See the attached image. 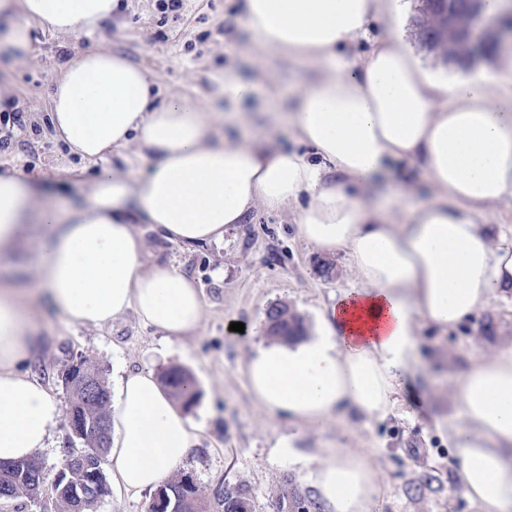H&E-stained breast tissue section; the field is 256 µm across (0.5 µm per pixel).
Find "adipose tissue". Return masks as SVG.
<instances>
[{
	"label": "adipose tissue",
	"instance_id": "1",
	"mask_svg": "<svg viewBox=\"0 0 512 512\" xmlns=\"http://www.w3.org/2000/svg\"><path fill=\"white\" fill-rule=\"evenodd\" d=\"M412 0H243L255 75L216 80L229 110L162 92L155 71L106 49L73 48L49 93L56 140L94 170L82 200L57 205L41 181L0 172V261L34 227L50 238L38 285L0 283V460L45 447L59 401L23 365L46 298L68 322L102 327L128 312L166 339L196 335L202 299L173 265L145 266L144 230L184 245L219 243L258 206H291L301 238L344 252L357 283L315 333L260 347L245 379L255 402L317 432L333 418H385L420 359V329L464 324L512 293V233L492 234L512 204V49L465 75L432 67L405 37ZM118 0H0V48L21 58L39 24L75 41L117 14ZM388 35L368 40L371 23ZM365 51H358L361 42ZM299 70L276 81L280 66ZM233 136H226L225 128ZM288 134L296 145L278 147ZM135 146L148 166L105 167ZM420 169L417 200L391 164ZM448 433L465 498L512 512V341L473 360L451 396ZM108 459L126 492L160 485L198 438L151 371L118 380ZM347 447L313 472L325 512H372V458Z\"/></svg>",
	"mask_w": 512,
	"mask_h": 512
}]
</instances>
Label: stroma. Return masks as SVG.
<instances>
[{"mask_svg":"<svg viewBox=\"0 0 512 512\" xmlns=\"http://www.w3.org/2000/svg\"><path fill=\"white\" fill-rule=\"evenodd\" d=\"M79 45L120 52L156 70L163 90L201 98L214 93L215 79L227 67L247 78L253 74L240 0H182L176 10L164 8L162 0H125L120 20L101 23ZM69 52L63 39L37 27L27 57L0 70V89L26 116L22 127L0 124V137L11 141L0 151V169L40 177L62 201L79 197L87 183L57 172L58 163L76 168L80 161L53 138L48 119L52 72ZM144 241L146 265H176L196 283L203 301L198 335L166 340L132 312L102 328L74 325L38 299L31 310L42 331L27 371L64 403L68 395L58 374L72 357L88 359L110 384L127 371L182 367L201 391L188 412L200 431L179 470L193 474L208 512H220L218 500L228 483L250 487L254 512H268L283 477L313 492L310 473L317 458L343 447L341 428L314 433L268 416L254 401L244 369L268 339L269 307L285 305L303 318L306 331L315 330L337 291L356 280L344 254L328 255L304 243L291 210L260 206L218 245L181 246L151 231ZM234 322L244 323V332L232 331ZM419 339L420 379L404 392L402 404L383 420L351 423L354 445L373 459L382 486L374 512H479L448 463L447 429L458 422L450 394L469 362L512 339V296L492 302L454 331L422 329ZM49 434L48 447L36 456L50 480L80 444L62 420ZM286 437L295 443L289 456L276 448Z\"/></svg>","mask_w":512,"mask_h":512,"instance_id":"1","label":"stroma"}]
</instances>
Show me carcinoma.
Segmentation results:
<instances>
[{"label":"carcinoma","mask_w":512,"mask_h":512,"mask_svg":"<svg viewBox=\"0 0 512 512\" xmlns=\"http://www.w3.org/2000/svg\"><path fill=\"white\" fill-rule=\"evenodd\" d=\"M429 23L434 36L426 45L435 51L445 63L464 66L471 61V45L468 32L471 17L465 11L454 13L450 21L430 15ZM267 333L282 339H292L304 331L303 319L286 307L272 306L266 313ZM164 388L189 410L197 404L199 391L191 389L194 377L181 367H170L159 374ZM60 381L69 400L66 416L69 427L78 433L76 440L86 448L85 462L92 464L95 474L84 469V462L71 468L69 481L56 486L55 502L60 512H93L99 502L110 494L109 485L100 467L101 457L109 449V436H101L96 430L101 425L111 426L110 391L105 377L87 359L70 360L60 372ZM45 484L41 463L30 458L20 461L0 462V500L28 497L32 500L41 494ZM171 500H181L187 493L200 495L199 488L187 489L183 476H178L159 486ZM222 512H253L251 490L244 484L224 487L219 501ZM271 512H322L318 499L301 492L292 478L282 479L280 492L270 504Z\"/></svg>","instance_id":"carcinoma-1"}]
</instances>
